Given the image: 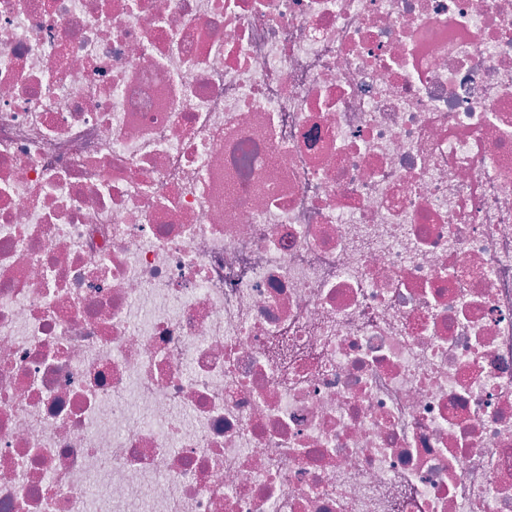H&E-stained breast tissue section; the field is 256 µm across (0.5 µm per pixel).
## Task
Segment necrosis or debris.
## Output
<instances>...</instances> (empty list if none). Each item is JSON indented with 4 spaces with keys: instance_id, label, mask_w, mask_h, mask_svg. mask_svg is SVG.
<instances>
[{
    "instance_id": "obj_1",
    "label": "necrosis or debris",
    "mask_w": 512,
    "mask_h": 512,
    "mask_svg": "<svg viewBox=\"0 0 512 512\" xmlns=\"http://www.w3.org/2000/svg\"><path fill=\"white\" fill-rule=\"evenodd\" d=\"M0 512H512V0H0Z\"/></svg>"
}]
</instances>
